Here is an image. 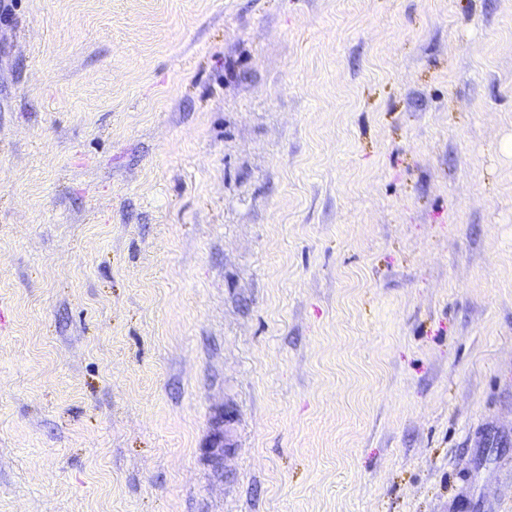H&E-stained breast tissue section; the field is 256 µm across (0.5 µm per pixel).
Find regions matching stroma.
Wrapping results in <instances>:
<instances>
[{
	"label": "stroma",
	"instance_id": "1",
	"mask_svg": "<svg viewBox=\"0 0 512 512\" xmlns=\"http://www.w3.org/2000/svg\"><path fill=\"white\" fill-rule=\"evenodd\" d=\"M465 485L512 512V0H0V512Z\"/></svg>",
	"mask_w": 512,
	"mask_h": 512
}]
</instances>
